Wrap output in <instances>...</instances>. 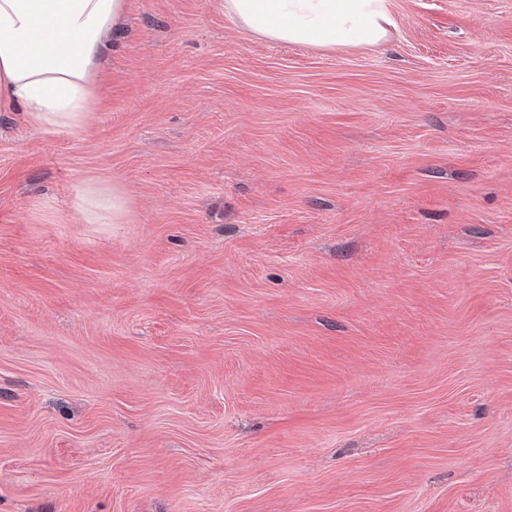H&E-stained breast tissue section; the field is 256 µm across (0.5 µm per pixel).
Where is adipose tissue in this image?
Segmentation results:
<instances>
[{
    "instance_id": "adipose-tissue-1",
    "label": "adipose tissue",
    "mask_w": 512,
    "mask_h": 512,
    "mask_svg": "<svg viewBox=\"0 0 512 512\" xmlns=\"http://www.w3.org/2000/svg\"><path fill=\"white\" fill-rule=\"evenodd\" d=\"M224 14L283 44L374 46L393 24L388 0H224ZM125 16L126 0H0V112L47 132L85 128Z\"/></svg>"
}]
</instances>
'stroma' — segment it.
<instances>
[{
	"label": "stroma",
	"instance_id": "stroma-1",
	"mask_svg": "<svg viewBox=\"0 0 512 512\" xmlns=\"http://www.w3.org/2000/svg\"><path fill=\"white\" fill-rule=\"evenodd\" d=\"M127 2L82 131L0 112V512H512V0ZM224 15L283 44L374 46L394 25L388 0H224Z\"/></svg>",
	"mask_w": 512,
	"mask_h": 512
}]
</instances>
